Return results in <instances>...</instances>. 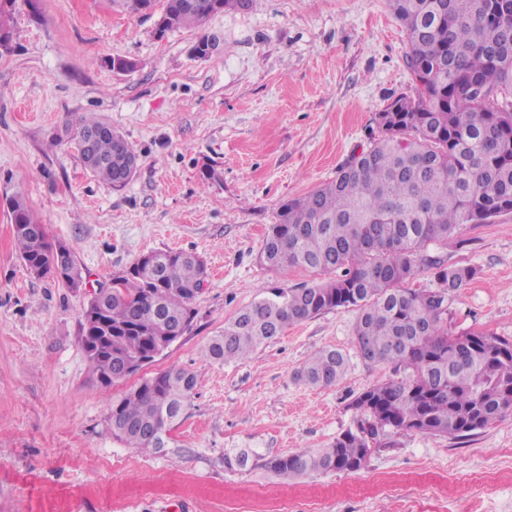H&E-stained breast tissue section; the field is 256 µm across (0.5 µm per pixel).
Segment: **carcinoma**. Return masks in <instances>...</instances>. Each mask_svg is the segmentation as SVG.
Segmentation results:
<instances>
[{"mask_svg":"<svg viewBox=\"0 0 512 512\" xmlns=\"http://www.w3.org/2000/svg\"><path fill=\"white\" fill-rule=\"evenodd\" d=\"M163 0L161 33L194 27L254 0ZM16 0H0V34H11ZM409 41L406 66L416 82L413 98L395 99L378 113L383 136L354 155L336 176L283 204L270 225L261 259L271 268H303L334 277L298 287H276L242 309L207 342V362L242 361L288 327L339 307L357 311L352 342L368 365H391L401 378L355 395V428L327 448H298L266 457L252 448L224 454V464L263 462L274 474L355 472L380 435L421 432L468 436L512 415V340L495 333L448 331V298L476 274L471 267L432 261L438 287L405 284L431 242H446L465 224H486L512 212V0H391ZM53 140L74 148L86 168L114 188L138 167L133 146L96 115L65 121ZM28 272L53 276L74 289L81 275L71 250L57 266L56 245L26 197L5 198ZM208 268L198 256L149 252L110 280L104 295L82 312L81 345L97 381L110 386L116 362L154 360L168 349L173 328L193 329V306ZM347 358L321 349L296 371L314 387L344 376ZM196 374L172 367L144 377L112 402L106 427L128 448H167L189 404Z\"/></svg>","mask_w":512,"mask_h":512,"instance_id":"1","label":"carcinoma"}]
</instances>
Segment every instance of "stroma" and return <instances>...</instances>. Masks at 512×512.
<instances>
[{
    "mask_svg": "<svg viewBox=\"0 0 512 512\" xmlns=\"http://www.w3.org/2000/svg\"><path fill=\"white\" fill-rule=\"evenodd\" d=\"M156 21L110 0H18L12 15L0 55V195L24 192L84 284L29 274L0 204V512H512V415L463 439L395 436L355 472L287 479L252 462L225 466L233 449L329 446L356 423L354 395L394 375L358 357L349 308L237 363L202 365L200 350L267 289L325 280L265 266L266 229L281 205L380 136L378 112L414 97L409 43L389 0H254L162 36ZM203 34L216 49L193 57ZM116 57L135 69L114 71ZM86 112L135 148L126 187L101 181L74 148L51 147L57 128ZM207 164L215 176L205 181ZM161 249L196 253L208 267L193 330L141 373L103 386L80 342L83 309L98 283ZM427 252L476 270L448 301L449 331L512 339V213ZM322 348L347 355L343 379L298 381ZM174 366L198 383L170 448L126 447L106 430L112 401Z\"/></svg>",
    "mask_w": 512,
    "mask_h": 512,
    "instance_id": "obj_1",
    "label": "stroma"
}]
</instances>
